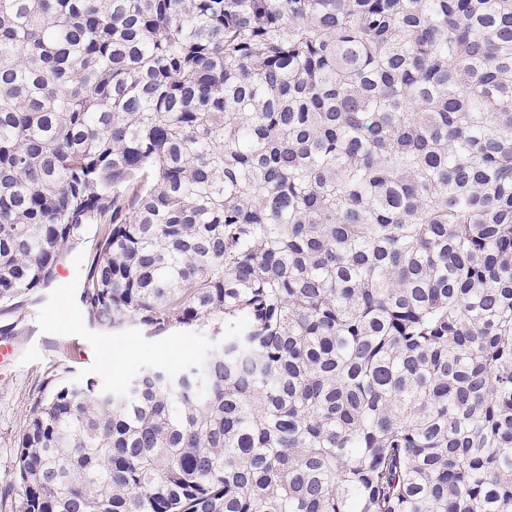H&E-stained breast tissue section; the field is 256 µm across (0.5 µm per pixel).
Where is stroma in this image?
<instances>
[{"instance_id":"35a3bbf8","label":"stroma","mask_w":512,"mask_h":512,"mask_svg":"<svg viewBox=\"0 0 512 512\" xmlns=\"http://www.w3.org/2000/svg\"><path fill=\"white\" fill-rule=\"evenodd\" d=\"M63 293V285L53 284L37 305L0 317L18 352L11 375L0 379V512H15L14 499L3 491L15 480L17 446L47 378H90L116 390L140 368L175 370L199 361L205 352L201 331L158 337L131 326L99 331L88 324L77 294H67L63 303Z\"/></svg>"}]
</instances>
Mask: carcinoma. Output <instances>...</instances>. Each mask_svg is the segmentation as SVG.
I'll list each match as a JSON object with an SVG mask.
<instances>
[{
    "label": "carcinoma",
    "instance_id": "1",
    "mask_svg": "<svg viewBox=\"0 0 512 512\" xmlns=\"http://www.w3.org/2000/svg\"><path fill=\"white\" fill-rule=\"evenodd\" d=\"M91 224L101 331L16 512H512V0H0V313Z\"/></svg>",
    "mask_w": 512,
    "mask_h": 512
}]
</instances>
